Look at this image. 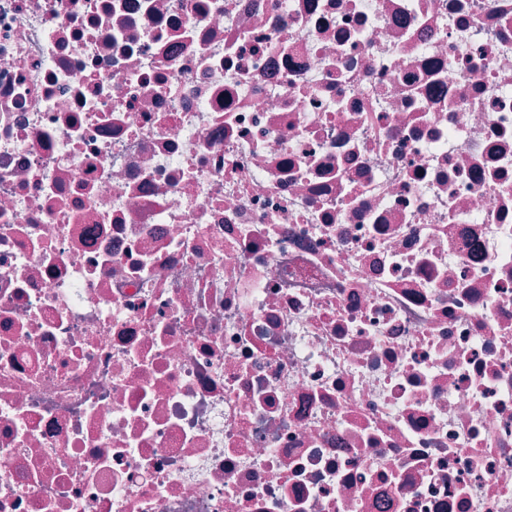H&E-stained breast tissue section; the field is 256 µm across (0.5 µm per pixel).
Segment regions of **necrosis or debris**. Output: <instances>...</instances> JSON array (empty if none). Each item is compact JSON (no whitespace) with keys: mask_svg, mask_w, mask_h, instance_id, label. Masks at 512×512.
<instances>
[{"mask_svg":"<svg viewBox=\"0 0 512 512\" xmlns=\"http://www.w3.org/2000/svg\"><path fill=\"white\" fill-rule=\"evenodd\" d=\"M0 512H512V0H0Z\"/></svg>","mask_w":512,"mask_h":512,"instance_id":"4bbe7bcc","label":"necrosis or debris"}]
</instances>
